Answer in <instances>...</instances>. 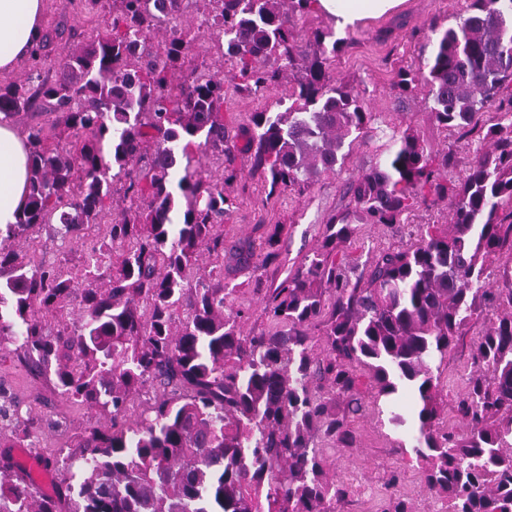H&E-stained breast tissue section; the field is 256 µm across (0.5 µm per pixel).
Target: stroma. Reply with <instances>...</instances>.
I'll list each match as a JSON object with an SVG mask.
<instances>
[{"mask_svg":"<svg viewBox=\"0 0 512 512\" xmlns=\"http://www.w3.org/2000/svg\"><path fill=\"white\" fill-rule=\"evenodd\" d=\"M42 20L43 31L51 40L43 52L41 74L49 80L64 76L68 50L85 44L95 33V22L81 0H46ZM468 0H406L393 14L369 19L355 28L336 30L345 47L334 58L331 70L336 79L357 87L365 107L378 121H390L416 130L432 150L456 146L462 164L473 159V149L457 143L455 137L438 126L431 116L422 93L400 95L394 86L398 67H418L421 48L433 39L434 29L457 26L467 15ZM292 79L283 80L276 91L266 94L228 91L224 102V124L230 132L249 124L252 113L278 111V102L287 98ZM376 159L375 143L354 142L344 168L335 175L321 177L304 195L281 194L274 202H266L267 189L256 178H246L227 186L236 199L237 210L224 222V244L232 248L245 240L259 238V225L282 224L286 234L281 248L285 267L297 265L322 241L323 225L328 217L347 205L348 187L358 172ZM445 206H420L407 223L392 227L365 224L347 251L358 264H367L379 251L401 248L416 239L421 224H448ZM19 250L38 249L42 259L80 273L84 251L81 245L63 242L50 229H42L31 239H19ZM494 310L485 307L465 336L441 367V383L445 393L456 396L463 392L473 371V342L490 324ZM0 388L13 396L22 415L40 419L42 430L30 448H1L0 458H8L18 467H40L41 459L60 455L61 445L86 422L89 412L80 405L59 396L52 386L34 378L19 363L8 360L0 364ZM387 403L367 397L361 415L351 421L358 436L354 448H331L327 454L336 462V473L348 482L352 494L342 512H379L391 491L387 481L399 472L396 491L408 498L416 512H444V505L424 484L415 463L409 462L405 436L388 423Z\"/></svg>","mask_w":512,"mask_h":512,"instance_id":"stroma-1","label":"stroma"}]
</instances>
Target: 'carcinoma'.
I'll list each match as a JSON object with an SVG mask.
<instances>
[{"label": "carcinoma", "mask_w": 512, "mask_h": 512, "mask_svg": "<svg viewBox=\"0 0 512 512\" xmlns=\"http://www.w3.org/2000/svg\"><path fill=\"white\" fill-rule=\"evenodd\" d=\"M182 2L159 16L151 0H111L112 23L66 56L67 79H41L44 35L33 69L0 87V114L44 108L65 140L27 132L28 201L0 235V348L15 345L30 374L110 419L88 420L67 444L62 506L1 461L0 512H336L349 487L319 443L356 447L364 369L378 397L418 393L412 450L446 512H512V269L505 287H485L489 262L505 250L512 260V0H470L420 67L396 73L401 92H425L439 125L488 148L461 172L454 147L434 153L410 127L380 130L386 150L350 183L320 247L279 281L260 270L281 266L285 225L224 248L235 210L225 187L247 174L269 186L267 202L303 194L342 169L347 138L373 139L374 116L330 69L343 47L333 29L298 27L309 0H201L212 48L233 62L224 74L194 64ZM162 29L159 53L150 39ZM288 71L291 105L230 134L224 84L270 92ZM116 185L129 202L119 212L104 206ZM440 203L452 230L421 224L414 243L351 276L344 247L360 225ZM92 224L85 288L11 246L43 228L86 246ZM204 252L210 264L190 275ZM243 274L246 289L228 287ZM241 291L266 328L243 332ZM486 305L495 318L473 345L456 433L443 426L439 370ZM147 387L146 415L128 422ZM40 428L28 417L0 446L27 448ZM381 512L414 510L392 494Z\"/></svg>", "instance_id": "1"}]
</instances>
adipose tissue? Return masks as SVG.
I'll use <instances>...</instances> for the list:
<instances>
[{
    "instance_id": "obj_1",
    "label": "adipose tissue",
    "mask_w": 512,
    "mask_h": 512,
    "mask_svg": "<svg viewBox=\"0 0 512 512\" xmlns=\"http://www.w3.org/2000/svg\"><path fill=\"white\" fill-rule=\"evenodd\" d=\"M403 0H311L313 11L338 28L393 13ZM45 0H0V73L28 57L41 35ZM29 153L25 138L9 121L0 122V232L16 223L28 196Z\"/></svg>"
}]
</instances>
